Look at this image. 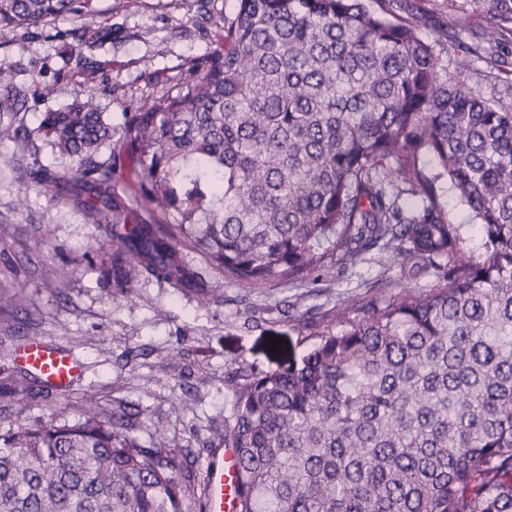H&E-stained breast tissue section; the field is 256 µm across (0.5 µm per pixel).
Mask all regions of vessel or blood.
Wrapping results in <instances>:
<instances>
[{"instance_id":"vessel-or-blood-1","label":"vessel or blood","mask_w":512,"mask_h":512,"mask_svg":"<svg viewBox=\"0 0 512 512\" xmlns=\"http://www.w3.org/2000/svg\"><path fill=\"white\" fill-rule=\"evenodd\" d=\"M21 362L35 369L58 388H67L77 375L75 359L62 350L48 349L41 340L29 339L19 350ZM237 452L232 448L215 449L208 457L200 487L205 512H238Z\"/></svg>"}]
</instances>
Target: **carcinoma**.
<instances>
[{
    "label": "carcinoma",
    "mask_w": 512,
    "mask_h": 512,
    "mask_svg": "<svg viewBox=\"0 0 512 512\" xmlns=\"http://www.w3.org/2000/svg\"><path fill=\"white\" fill-rule=\"evenodd\" d=\"M472 2L489 22L466 41L423 38L402 0H238L220 50L129 104L119 128L93 93L44 114L70 171L8 159L112 234L121 293L155 279L213 295L189 252L242 285L318 281L375 248L386 270L436 278L360 318L337 307L286 368L235 371L214 447L238 450L239 512H512V103L477 90L512 77V0ZM102 15L100 0H0V37L68 18L79 62ZM18 101L0 72V140L30 139ZM444 181L477 221V255ZM32 381L12 373L0 397ZM70 410L0 434V512H186L193 472L175 440L141 441L140 413L109 416L93 394Z\"/></svg>",
    "instance_id": "cac0c4a2"
}]
</instances>
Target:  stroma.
<instances>
[{
	"label": "stroma",
	"mask_w": 512,
	"mask_h": 512,
	"mask_svg": "<svg viewBox=\"0 0 512 512\" xmlns=\"http://www.w3.org/2000/svg\"><path fill=\"white\" fill-rule=\"evenodd\" d=\"M406 5L426 38L445 28L470 39L487 22L471 0L455 10L448 0ZM236 6V0H215L204 23L196 0H101L102 25L112 38L86 51L81 67L64 52L71 20L10 34L0 44V71L12 75L21 94L18 117L36 146L33 161L57 172L72 166L39 132L45 113L93 91L102 112L120 126L130 101L166 91L193 58L218 47L224 16ZM18 148L0 142V291L17 300L12 314L0 316V371L18 370L15 351L30 338L70 351L82 370L68 389L42 382L27 396L0 401V433L58 420L71 400L92 393L103 408L120 400L138 410L141 440L166 429L189 453L195 481H202L210 421L231 408L236 368L279 369L288 359L269 353L270 336L303 355L313 342L303 319L327 321L346 297H381L397 288L394 273L362 266L301 286H242L214 273L217 296L207 302L156 280L122 294L94 263L108 240L104 229L83 223L47 187L9 165ZM47 268L55 272L50 287L42 280ZM175 350L182 353L177 364L169 360Z\"/></svg>",
	"instance_id": "1"
}]
</instances>
